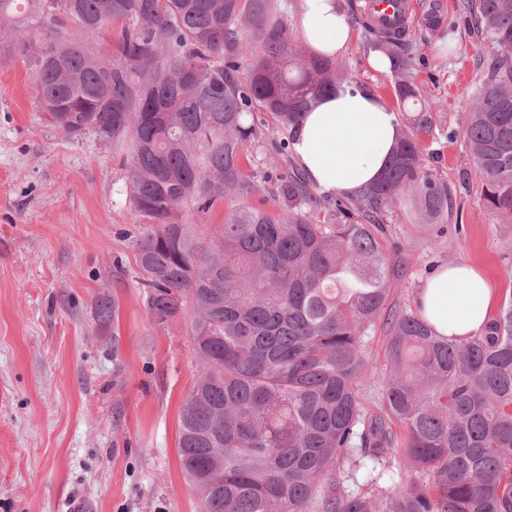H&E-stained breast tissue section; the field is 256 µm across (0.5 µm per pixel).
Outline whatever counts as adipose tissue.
Listing matches in <instances>:
<instances>
[{
	"label": "adipose tissue",
	"mask_w": 512,
	"mask_h": 512,
	"mask_svg": "<svg viewBox=\"0 0 512 512\" xmlns=\"http://www.w3.org/2000/svg\"><path fill=\"white\" fill-rule=\"evenodd\" d=\"M295 23L312 51L331 58L348 49L355 34L338 0H298ZM399 137L395 112L363 84L350 81L311 105L292 150L321 193L349 196L383 177ZM494 303L488 277L468 263L443 267L416 297L420 316L440 335L457 339L480 333Z\"/></svg>",
	"instance_id": "obj_1"
}]
</instances>
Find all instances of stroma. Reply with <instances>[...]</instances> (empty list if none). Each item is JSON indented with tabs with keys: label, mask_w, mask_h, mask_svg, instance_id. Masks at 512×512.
<instances>
[{
	"label": "stroma",
	"mask_w": 512,
	"mask_h": 512,
	"mask_svg": "<svg viewBox=\"0 0 512 512\" xmlns=\"http://www.w3.org/2000/svg\"><path fill=\"white\" fill-rule=\"evenodd\" d=\"M409 24L425 59L416 81L441 124L425 163L457 189L452 217L420 223L404 192L384 245L398 267L390 306L413 309L426 278L470 263L499 298L512 295V213L491 208L465 140V108L485 76V44L466 28L459 0H412ZM365 31L337 58L395 105L390 73L372 70ZM125 149L73 138L39 112L18 59L0 54V512H200L179 456L180 413L201 367L185 323L163 329L143 307L130 208L120 189ZM119 336L94 308L112 265ZM388 327L363 341L365 409L384 408Z\"/></svg>",
	"instance_id": "1"
}]
</instances>
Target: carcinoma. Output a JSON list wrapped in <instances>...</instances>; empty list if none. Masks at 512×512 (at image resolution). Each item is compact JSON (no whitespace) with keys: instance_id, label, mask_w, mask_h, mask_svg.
<instances>
[{"instance_id":"1","label":"carcinoma","mask_w":512,"mask_h":512,"mask_svg":"<svg viewBox=\"0 0 512 512\" xmlns=\"http://www.w3.org/2000/svg\"><path fill=\"white\" fill-rule=\"evenodd\" d=\"M275 2L0 0V51L22 57L39 111L72 137L128 142L144 308L161 328L187 322L203 367L180 417L187 480L203 512H512V298L466 340L395 315L385 409L361 403L399 193L412 190L430 224L452 198L424 167L438 113L421 103L400 19L362 22L408 114L383 178L329 197L294 170L277 187L287 206L247 202L260 190L244 172L251 151L269 141L288 156L310 103L351 80L298 54L270 21ZM459 7L491 53L465 136L486 201L512 212V0ZM224 203L223 223H204ZM95 312L120 335L117 295H99ZM345 472L366 473L376 494H355Z\"/></svg>"}]
</instances>
